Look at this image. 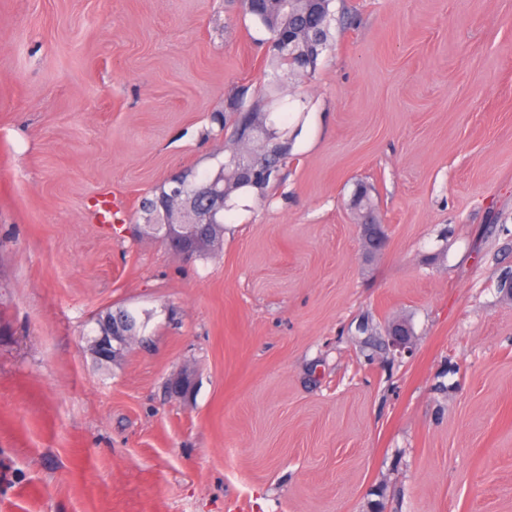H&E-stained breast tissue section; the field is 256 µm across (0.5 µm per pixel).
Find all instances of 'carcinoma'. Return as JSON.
<instances>
[{
    "mask_svg": "<svg viewBox=\"0 0 512 512\" xmlns=\"http://www.w3.org/2000/svg\"><path fill=\"white\" fill-rule=\"evenodd\" d=\"M334 0H251L250 7L242 8L240 13L258 21L269 33L266 41L265 59L267 66L273 71L285 70L300 76L314 72L319 56L331 46L330 28L335 20L332 4ZM283 41L297 44L304 53H287L280 48ZM244 111L254 113V119L264 126L267 145L259 148L255 144L235 143L233 149L246 152H257L262 155L269 151L280 138L282 131L272 119L273 111L286 104L284 96L279 92V83L274 80L269 84L267 106L263 107L246 93H241ZM224 179V199L239 189L253 187L263 190L271 180H242L233 170L219 164L214 176L197 180L191 175L183 176L188 185L200 186L212 178Z\"/></svg>",
    "mask_w": 512,
    "mask_h": 512,
    "instance_id": "cac0c4a2",
    "label": "carcinoma"
}]
</instances>
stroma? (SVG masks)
I'll list each match as a JSON object with an SVG mask.
<instances>
[{
    "label": "stroma",
    "mask_w": 512,
    "mask_h": 512,
    "mask_svg": "<svg viewBox=\"0 0 512 512\" xmlns=\"http://www.w3.org/2000/svg\"><path fill=\"white\" fill-rule=\"evenodd\" d=\"M333 9L280 79L287 165L186 260L140 201L217 171L266 29L227 0H0V512H512V0ZM118 306L145 337L103 369L86 334Z\"/></svg>",
    "instance_id": "stroma-1"
}]
</instances>
